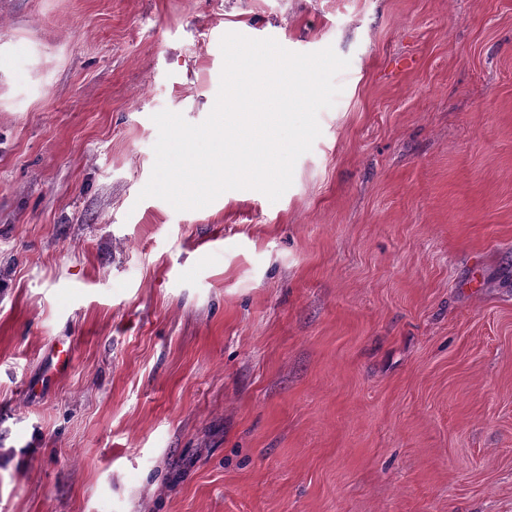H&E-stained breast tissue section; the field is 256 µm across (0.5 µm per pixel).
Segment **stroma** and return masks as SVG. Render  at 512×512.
<instances>
[{
	"mask_svg": "<svg viewBox=\"0 0 512 512\" xmlns=\"http://www.w3.org/2000/svg\"><path fill=\"white\" fill-rule=\"evenodd\" d=\"M229 32L320 137L140 199ZM0 512H512V0H0Z\"/></svg>",
	"mask_w": 512,
	"mask_h": 512,
	"instance_id": "35a3bbf8",
	"label": "stroma"
}]
</instances>
